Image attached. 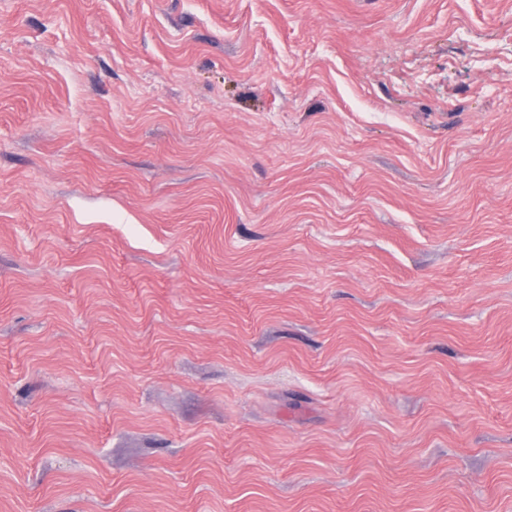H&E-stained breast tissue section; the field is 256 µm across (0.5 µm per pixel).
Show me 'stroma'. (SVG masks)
Returning <instances> with one entry per match:
<instances>
[{
	"label": "stroma",
	"instance_id": "1",
	"mask_svg": "<svg viewBox=\"0 0 512 512\" xmlns=\"http://www.w3.org/2000/svg\"><path fill=\"white\" fill-rule=\"evenodd\" d=\"M0 512H512V0H0Z\"/></svg>",
	"mask_w": 512,
	"mask_h": 512
}]
</instances>
